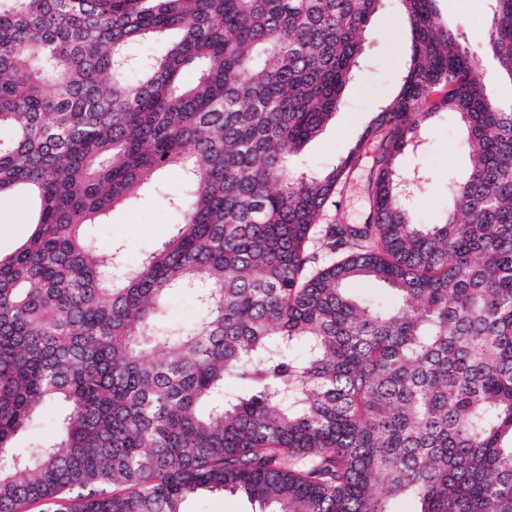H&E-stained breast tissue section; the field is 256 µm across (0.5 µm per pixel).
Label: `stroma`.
Instances as JSON below:
<instances>
[{"label": "stroma", "instance_id": "stroma-1", "mask_svg": "<svg viewBox=\"0 0 512 512\" xmlns=\"http://www.w3.org/2000/svg\"><path fill=\"white\" fill-rule=\"evenodd\" d=\"M490 0H438L444 19L466 28L471 48L480 51L479 37L490 17ZM366 58L357 78L346 89L344 104L327 127L302 152L296 162L302 169L331 166L356 144L375 112L398 90L408 51V39L394 4L380 11L371 21ZM467 162L462 132L454 115H437L422 139L421 146L405 153L400 166L405 170L421 169L429 185L417 204V219L424 224L437 223L451 204L448 175L464 168ZM372 164L364 156L354 179L348 184L339 207H328L324 223L335 220L357 223L366 206L365 182ZM162 190L144 196L137 204L112 208L105 223L94 231L103 244L120 247L126 266L140 263L150 251L160 247L174 232L177 214L168 206L165 192L177 189L182 182L180 169L168 168L160 174ZM36 205L21 194L0 196V253L9 254L21 246L33 230ZM184 512H258L257 503L245 496L227 492H207L190 497Z\"/></svg>", "mask_w": 512, "mask_h": 512}]
</instances>
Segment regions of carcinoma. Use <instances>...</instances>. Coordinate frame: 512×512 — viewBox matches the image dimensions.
<instances>
[{
	"instance_id": "1",
	"label": "carcinoma",
	"mask_w": 512,
	"mask_h": 512,
	"mask_svg": "<svg viewBox=\"0 0 512 512\" xmlns=\"http://www.w3.org/2000/svg\"><path fill=\"white\" fill-rule=\"evenodd\" d=\"M384 2L0 0V195L38 203L0 255V512H183L200 491L270 512H512V108L467 31L437 0H395L397 93L332 167H294ZM490 9L481 42L512 86V0ZM442 112L468 160L420 224L427 176L399 157ZM368 142L363 223L321 225ZM172 166L175 231L125 268L92 228ZM178 288L197 289L191 327L166 319ZM51 401L56 436L15 447ZM350 288L355 296L373 303H382L391 295L390 290L383 284L354 283Z\"/></svg>"
}]
</instances>
